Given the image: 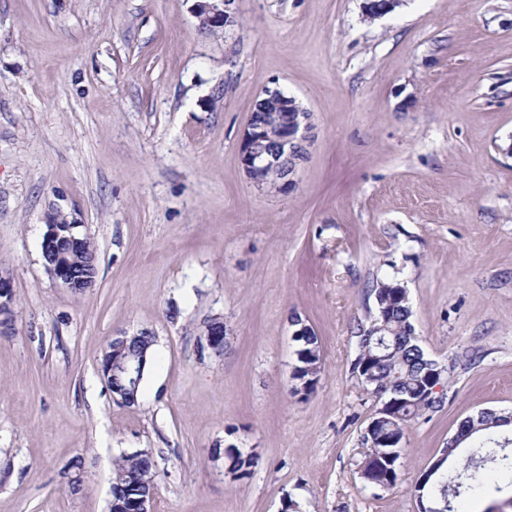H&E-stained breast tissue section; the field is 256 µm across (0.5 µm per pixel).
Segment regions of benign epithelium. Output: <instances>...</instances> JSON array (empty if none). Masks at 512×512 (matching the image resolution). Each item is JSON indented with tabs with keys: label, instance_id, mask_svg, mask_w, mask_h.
<instances>
[{
	"label": "benign epithelium",
	"instance_id": "benign-epithelium-1",
	"mask_svg": "<svg viewBox=\"0 0 512 512\" xmlns=\"http://www.w3.org/2000/svg\"><path fill=\"white\" fill-rule=\"evenodd\" d=\"M402 0H366L364 9L373 17H381L400 5ZM234 0H195L194 17L198 29L226 28L234 23L235 11L232 9ZM263 103L267 111L274 113V123L259 124L249 119L240 142L239 159L246 176L257 186L267 183V174L274 167L283 170L280 187L292 188L296 185L297 167L288 165V160L297 156L300 149L311 142V114L302 108L297 101H288V97L277 91H265ZM275 136L277 154L262 155L256 151V144L267 137ZM77 225L66 223H49L41 244L42 256L45 259V270L56 282L61 283L72 293L90 286L97 266L96 253L90 251L87 238L76 231ZM15 294L8 276L0 274V318L11 316L14 310ZM206 346L214 354H224L226 330L224 320L215 317L209 320L203 331ZM112 359L101 363V371L106 376H120L122 380L112 387V400L123 405L132 404L136 400L128 399V391L137 387L142 379L145 360L120 357L117 352L124 349L130 341L125 332L111 336ZM156 491L141 496L128 504L117 497L112 502L113 512H153Z\"/></svg>",
	"mask_w": 512,
	"mask_h": 512
}]
</instances>
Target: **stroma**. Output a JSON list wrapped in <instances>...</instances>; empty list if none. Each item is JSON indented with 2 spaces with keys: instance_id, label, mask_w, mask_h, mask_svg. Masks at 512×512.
Masks as SVG:
<instances>
[{
  "instance_id": "stroma-1",
  "label": "stroma",
  "mask_w": 512,
  "mask_h": 512,
  "mask_svg": "<svg viewBox=\"0 0 512 512\" xmlns=\"http://www.w3.org/2000/svg\"><path fill=\"white\" fill-rule=\"evenodd\" d=\"M0 0V512H106L112 464L152 449L154 512H419L417 478L462 420L512 414V0ZM312 115L289 190L257 188L240 137L268 89ZM98 255L72 294L47 223ZM407 289L448 368L412 421L396 484L359 473L379 406L352 372L373 281ZM224 320L223 356L203 330ZM323 371L290 392L292 318ZM151 331L140 400L100 372L114 333ZM255 450L249 474L223 450ZM82 459L81 490L64 480ZM193 13L198 22V29L214 28L209 32L232 26L235 11L232 5L235 0H194Z\"/></svg>"
}]
</instances>
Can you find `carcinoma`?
I'll list each match as a JSON object with an SVG mask.
<instances>
[{
  "label": "carcinoma",
  "instance_id": "1",
  "mask_svg": "<svg viewBox=\"0 0 512 512\" xmlns=\"http://www.w3.org/2000/svg\"><path fill=\"white\" fill-rule=\"evenodd\" d=\"M375 313L367 325L357 326L358 353L353 372L365 388L379 401L390 403L389 420L366 430L363 435L360 477L364 481H390L387 457L401 459L403 441L409 423L440 405L428 396L431 387L443 381L448 368L430 358L415 335L412 311L406 288L397 281L372 285ZM296 361L299 376L308 380L307 393H312L322 369V355L317 336H303L297 341ZM504 418L489 410L461 425L462 442H471L480 453L466 459L462 470L448 477L447 461H442L417 491L426 492V499L444 507L445 512H460L458 499L485 489L492 474L512 473V453L505 448L512 440L501 437ZM157 470L151 449L141 448L123 453L115 461L112 483L123 486L132 497L156 486Z\"/></svg>",
  "mask_w": 512,
  "mask_h": 512
}]
</instances>
